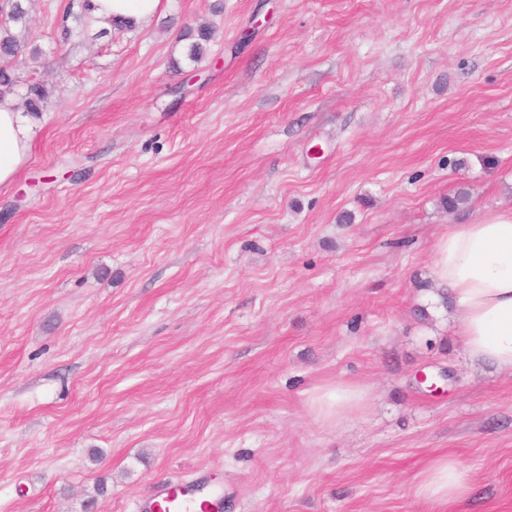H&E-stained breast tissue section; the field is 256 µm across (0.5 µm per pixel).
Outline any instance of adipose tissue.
I'll use <instances>...</instances> for the list:
<instances>
[{
    "label": "adipose tissue",
    "instance_id": "obj_1",
    "mask_svg": "<svg viewBox=\"0 0 512 512\" xmlns=\"http://www.w3.org/2000/svg\"><path fill=\"white\" fill-rule=\"evenodd\" d=\"M160 0H92L96 16L138 27L156 13ZM35 113L18 111L11 99L0 100V187L13 183L26 165L37 135ZM434 278L449 290L460 313L458 334L465 356L512 375V207L483 212L449 228L434 246ZM369 389L339 383L316 392L319 416L340 423L365 408ZM468 490L464 470L453 459L432 460L418 476L414 494L445 506Z\"/></svg>",
    "mask_w": 512,
    "mask_h": 512
}]
</instances>
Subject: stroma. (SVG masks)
<instances>
[{"label": "stroma", "instance_id": "obj_1", "mask_svg": "<svg viewBox=\"0 0 512 512\" xmlns=\"http://www.w3.org/2000/svg\"><path fill=\"white\" fill-rule=\"evenodd\" d=\"M214 2L104 32L24 0L12 99L49 97L0 189V512H135L192 475L224 512H431L441 456L446 512H512V377L419 314L437 238L512 205V0ZM338 383L367 405L322 422ZM369 389L358 383H338L319 390L313 404L319 416L328 423H340L348 414L365 408ZM467 490L468 481L464 470L447 456L429 462L414 485V494L417 498L437 507L460 499Z\"/></svg>", "mask_w": 512, "mask_h": 512}]
</instances>
